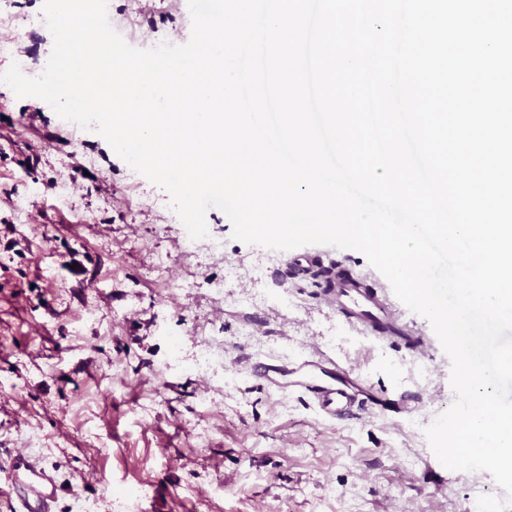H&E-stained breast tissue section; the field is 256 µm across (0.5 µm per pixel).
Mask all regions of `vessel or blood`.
I'll use <instances>...</instances> for the list:
<instances>
[{
  "mask_svg": "<svg viewBox=\"0 0 512 512\" xmlns=\"http://www.w3.org/2000/svg\"><path fill=\"white\" fill-rule=\"evenodd\" d=\"M328 307L344 316L360 333L379 339H410L414 330L380 288L369 285L366 275L334 265L329 273ZM253 377L270 389L308 395L321 416L339 421L375 399V390L352 367L321 352L289 359L270 356L250 366ZM58 486L53 472L34 456L18 451L11 462L8 512H51Z\"/></svg>",
  "mask_w": 512,
  "mask_h": 512,
  "instance_id": "obj_1",
  "label": "vessel or blood"
}]
</instances>
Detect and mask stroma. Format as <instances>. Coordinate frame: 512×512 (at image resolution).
Here are the masks:
<instances>
[{
  "label": "stroma",
  "instance_id": "1",
  "mask_svg": "<svg viewBox=\"0 0 512 512\" xmlns=\"http://www.w3.org/2000/svg\"><path fill=\"white\" fill-rule=\"evenodd\" d=\"M0 33L19 31L13 57L47 62L53 36L43 0H8ZM132 46L186 43V0H111ZM71 177V203L54 192ZM169 196L92 130L76 131L36 97L0 84V489L23 434L59 485L54 512L76 500L113 512L120 491L143 488L138 512H471L501 495L485 471H451L424 430L455 395L450 361L430 322L428 344L354 331L325 303L329 262L386 278L353 249L310 246L308 274L284 273L287 252L232 236L218 209L206 220L223 244L186 253ZM224 286V301L212 290ZM224 339V374L192 362L201 339ZM321 349L356 365L410 413L368 406L324 419L299 393L250 377L254 356Z\"/></svg>",
  "mask_w": 512,
  "mask_h": 512
}]
</instances>
